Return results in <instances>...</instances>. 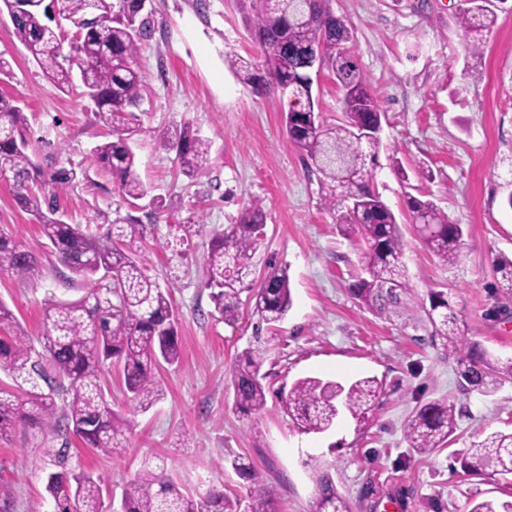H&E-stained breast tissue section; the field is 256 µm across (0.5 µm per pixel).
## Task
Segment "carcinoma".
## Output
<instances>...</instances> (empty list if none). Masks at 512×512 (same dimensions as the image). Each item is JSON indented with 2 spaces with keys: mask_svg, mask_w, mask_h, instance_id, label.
<instances>
[{
  "mask_svg": "<svg viewBox=\"0 0 512 512\" xmlns=\"http://www.w3.org/2000/svg\"><path fill=\"white\" fill-rule=\"evenodd\" d=\"M59 13L81 20L94 5L109 8L107 25L80 24V31L64 40L42 11H22L13 27L43 72L66 91L82 83V95L92 104L95 120L108 129V139L96 146L94 161L110 174L129 202L146 195L135 174L136 154L131 148L139 134V106L145 73L136 64L140 40L148 31L144 0H54ZM504 0H465L458 20L472 38V48L482 44L484 31L497 19L495 3ZM254 31L261 54L256 62L240 60L247 81L263 83L288 97H297L303 111L286 112L285 127L298 147L310 173L331 188L323 199L324 210L336 217L346 236L358 235L363 243L361 273L349 285L355 299L390 317L405 308L410 286L402 263L404 240L401 225L383 201L373 181V166L380 137L354 138L358 129L382 128L383 112L374 99L367 77L343 49L353 41L351 23L334 14L332 0H283L280 7L259 6ZM70 52L62 54L63 43ZM324 48L322 69L336 77L343 90L341 116L326 119L313 97V79L305 62L308 51ZM28 126L17 100L0 94V175L12 180L18 205L42 224L56 250L57 259L87 285L77 301L44 299V336L41 348L13 312L0 302V372L10 376L16 390L0 387V439L18 427L71 431L84 444L105 453L126 447L133 425L116 416L104 392L105 370L117 365L128 400L148 407L156 392L153 368L180 360L178 321L172 293L144 272L143 226L128 221L113 224L107 233H86L63 220L58 198L78 178L74 169L44 171L28 152ZM160 148L173 151L183 174L195 177L210 165L207 140L185 123L174 133L158 134ZM353 202L346 207L345 203ZM412 224L426 249L436 258L453 263L459 257L463 228L433 202L408 199ZM267 211L259 198L243 207L237 224L215 235L204 257L205 286L211 289L216 311L230 321L241 307V287L253 274L254 258L261 245ZM35 255L8 236L0 235V272L21 276L38 270ZM112 275L102 286L100 273ZM495 272L501 288L512 295V259L497 258ZM254 300L255 343L235 356L231 387L235 405L258 413L266 405L267 388L262 368L266 351L263 326L285 318L292 306L285 271L272 265L260 275ZM432 335L448 352L458 356L463 386L482 394L495 392L512 381V362L491 359L477 343L468 341L458 317L441 292L431 293L426 311ZM382 390L374 377L349 384L307 376L292 383L285 405L293 423L304 432L322 433L345 413L357 423L369 419ZM67 396L62 415H57L54 396ZM456 431V407L446 401L429 403L408 421L409 447L419 453L445 448ZM468 475L512 476V431H495L476 440L464 451ZM233 469L253 485L244 512H278L274 494L260 475L242 459ZM313 512H348L328 474L318 472ZM46 489L54 512H104L101 481L90 473L52 472ZM239 503L213 487L203 495L181 492L164 472L147 471L130 480L121 499V512H238ZM469 512H512V499L473 501Z\"/></svg>",
  "mask_w": 512,
  "mask_h": 512,
  "instance_id": "cac0c4a2",
  "label": "carcinoma"
}]
</instances>
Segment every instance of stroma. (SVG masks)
I'll use <instances>...</instances> for the list:
<instances>
[{"instance_id": "1", "label": "stroma", "mask_w": 512, "mask_h": 512, "mask_svg": "<svg viewBox=\"0 0 512 512\" xmlns=\"http://www.w3.org/2000/svg\"><path fill=\"white\" fill-rule=\"evenodd\" d=\"M353 27L351 49L385 114L374 182L404 237L403 263L412 298L402 316L369 310L349 293L358 268L356 237L338 232L321 206L329 188L307 172L289 140L279 94H257L230 57L255 59L251 0H147L150 33L137 64L146 75L132 143L136 173L147 191L123 198L93 161L107 138L79 90L60 91L0 24V57L12 66L0 92L18 100L35 160L50 171L75 168L78 179L60 198L67 223L101 233L133 218L146 230V274L172 290L181 361L156 370L157 400L133 408L118 370L105 377L113 411L133 420L130 445L103 453L77 438L20 427L0 440V483L14 492V512H52L45 478L59 467L84 468L102 482L105 506L119 505L127 482L165 468L193 495L214 486L232 499L250 487L222 459L253 464L280 512H312L314 470H328L350 512H466L475 500L512 494V477L464 473L460 449L494 431H512V383L486 396L464 390L456 356L431 336L428 294L448 296L465 336L493 359L512 360V297L497 291L498 257H512V0L497 8L479 51H469L454 0H333ZM190 123L211 144V165L189 178L158 134ZM428 167L432 178L419 174ZM429 200L464 227L457 262L445 264L422 245L407 197ZM162 198L163 211L153 209ZM263 200L268 220L258 263L285 270L293 306L268 333L267 403L244 415L234 405L230 370L253 341L252 322L215 312L204 286L210 237L234 224L245 202ZM39 260L38 273H0V301L33 339L44 332L47 294L76 301L86 285L62 267L41 224L17 206L0 179V234ZM348 382L374 377L383 388L365 425L340 417L323 433H305L280 399L298 378ZM447 400L460 409L453 441L413 452L405 438L421 406Z\"/></svg>"}]
</instances>
